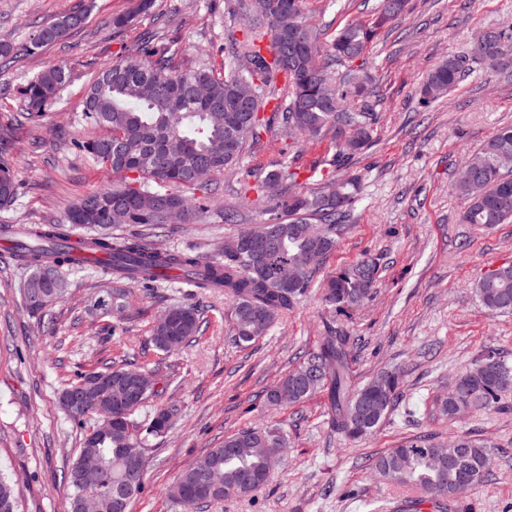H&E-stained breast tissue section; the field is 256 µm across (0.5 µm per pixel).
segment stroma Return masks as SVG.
<instances>
[{
  "instance_id": "obj_1",
  "label": "stroma",
  "mask_w": 512,
  "mask_h": 512,
  "mask_svg": "<svg viewBox=\"0 0 512 512\" xmlns=\"http://www.w3.org/2000/svg\"><path fill=\"white\" fill-rule=\"evenodd\" d=\"M136 3L0 0V43L14 47L25 43L33 23L88 11L80 31L0 74V84L11 87L0 94V155L20 182L15 201L0 208V223L61 222L77 198L111 183V171L71 150L69 142L103 136V128L81 120L84 90L101 66L137 51L157 15L166 16L183 58L204 51L223 71L224 44L237 31L225 0H156L152 13L114 29L113 17ZM310 9L328 38L345 23L375 19L361 0H310ZM490 29L512 33V0H411L404 19L380 29L369 55L378 83L374 144L352 161L362 177L360 196L307 296L249 347L227 339L223 293L181 283L160 285L151 295L132 288L129 302L139 316L113 329L93 309L102 280L88 269L69 273L63 299L47 316H34L23 303L29 272L0 247V471L13 479L22 512H69L62 473L83 433L62 409L59 393L75 372L120 362L133 351L158 382L142 415L171 407L177 417L172 430L150 439L146 486L128 512H183L169 492L176 475L224 437L264 426L288 436L273 483L255 496L228 498L199 512H391L406 500L435 512L423 492L386 483L367 461L420 435L445 442L459 433L481 440L488 452L485 478L465 506L512 512V390L497 413L472 410L451 420L434 409L481 352L512 357V313L488 314L475 289L488 269L512 262V223L491 230L460 223L464 201L452 190L465 155L512 124V71L491 72L472 55L478 36ZM457 54L470 56L469 77L438 103L423 104L420 84ZM56 63L67 68V88L39 121L17 125L23 107L17 86ZM334 151L330 132L294 146L280 133L263 134L238 169L210 176L214 201L206 213L143 234L156 247L215 257L238 226L270 218L266 202L243 201L242 172L270 168L286 156L304 175L303 190L314 191ZM228 205L237 207L239 224L225 223ZM366 253L380 258L382 273L374 297L345 323L358 340L354 368L364 381L396 367L405 383L378 431L352 444L330 430L325 396L276 409L266 406L265 393L318 343L329 317L320 283ZM196 301L205 309L200 334L177 354H160L150 341L154 318Z\"/></svg>"
}]
</instances>
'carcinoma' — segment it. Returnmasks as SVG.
I'll return each mask as SVG.
<instances>
[{"mask_svg": "<svg viewBox=\"0 0 512 512\" xmlns=\"http://www.w3.org/2000/svg\"><path fill=\"white\" fill-rule=\"evenodd\" d=\"M288 16L296 29L295 47L288 46L278 24L264 14L263 0H231L228 13L239 23L243 39L233 38L227 72L216 75L213 65L200 55L188 67L174 64L179 48L169 40L166 24L148 31L139 54L102 66L83 96V121L109 134L97 139H73L70 146L90 155L117 179L77 200L58 224H1L0 234L15 243L12 255L18 264L36 273L48 269L61 276L83 270L69 240L76 229H86L84 244L105 256L96 268L118 284L130 282L148 290L161 280L175 277L194 288L220 289L231 302L229 341L238 347L251 345L256 322L271 328L293 310L313 283L316 266L295 274L294 260L308 252L318 260L333 251L359 192V177L343 172L350 160L371 144L375 76L366 54L378 30L406 14L408 0H380L371 25L346 23L329 44L313 22L307 0H286ZM154 7V0H139L135 10L116 16L112 24L121 29ZM86 10L65 14L34 27L22 48L0 44V70L22 54H34L80 29ZM479 58L492 71L512 66L508 34L490 30ZM468 59L450 56L440 63L419 89L430 104L443 98L469 75ZM69 75L54 64L25 80L18 88L24 109L20 118L33 123L59 99ZM271 112L265 113L266 106ZM290 138H320L327 130L336 134V149L327 165L336 179L314 192H295L297 172L292 162L282 160L277 168L249 173L254 183L248 189L260 198L267 189L278 188L272 198L276 217L259 230L244 227L236 237L267 235L275 250L262 255L248 248L227 251L204 261L190 252L153 247L137 236L110 233L105 212L91 216L95 203L107 196L125 199L124 224L155 228L167 223L166 204L177 206L190 220L208 209L204 199L180 194L182 188L203 184L193 172L205 174L237 167L250 142L272 129ZM123 132L121 155L110 154V132ZM463 176L454 184L466 200L461 223L490 229L512 222V125L490 137L476 152L465 157ZM18 181L10 163L0 158V205L12 203ZM382 269L380 259L363 256L339 269L324 287L322 301L333 313L345 315L372 296ZM482 306L491 314L512 312V263H503L485 273L478 282ZM51 288L24 289L29 313L43 315L52 305ZM126 289L99 291L96 304L112 300L110 316L118 328L129 319ZM172 321L161 316L152 325L150 341L162 353H173L198 335L203 314L201 304L170 307ZM352 336L343 326L326 324L318 345L306 352L297 365L271 387L265 396L270 406L295 405L323 393L328 400L329 424L342 438L363 439L384 422L401 394L402 374L381 371L361 382L353 370ZM147 372L135 360L80 374L68 384L93 376L112 377L107 398L125 395L122 379ZM512 389V360L493 350L479 355L472 367L459 374L456 390L439 403L441 414L453 419L480 409L505 410L502 395ZM177 410H157L142 420L135 412L112 422V440L81 448L64 473L70 491V512L85 495L94 500L97 512H121L115 502V487L127 485L126 500L140 494L146 484L149 461L146 443L173 425ZM455 445L435 443L427 436L406 441L369 460V468L383 480L413 486L438 502V507L460 505L485 477L486 445L466 435H456ZM286 447V434L273 428H249L224 439L218 447L183 469L173 484V498L187 512L220 503L231 497H247L268 487L273 480V461ZM98 461L91 482L81 485L76 473L82 463ZM0 512H20L13 487L0 476Z\"/></svg>", "mask_w": 512, "mask_h": 512, "instance_id": "cac0c4a2", "label": "carcinoma"}]
</instances>
